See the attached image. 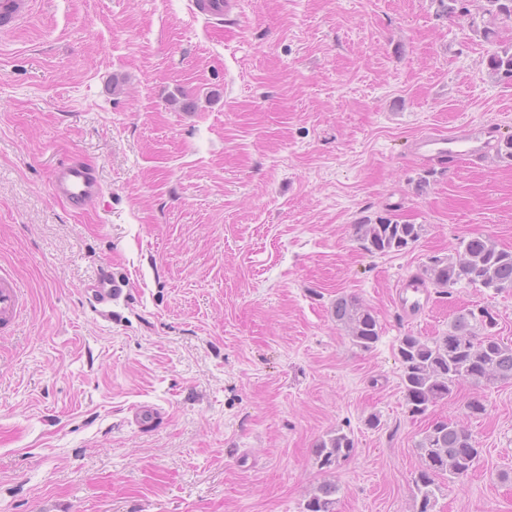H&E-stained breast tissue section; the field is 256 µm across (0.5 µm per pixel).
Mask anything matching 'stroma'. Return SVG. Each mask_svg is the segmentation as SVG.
Returning <instances> with one entry per match:
<instances>
[{
    "label": "stroma",
    "instance_id": "stroma-1",
    "mask_svg": "<svg viewBox=\"0 0 512 512\" xmlns=\"http://www.w3.org/2000/svg\"><path fill=\"white\" fill-rule=\"evenodd\" d=\"M480 15L238 0L210 23L193 0H37L0 35V262L29 290L0 335V512H302L337 429L355 451L331 475L336 512H417L416 444L446 419L481 454L434 512H512V381L413 415L397 356L470 308L512 342V291L435 289L411 317L394 300L461 240L512 251V158L414 148L433 128L512 135V77L487 67L512 23L486 40ZM71 158L103 185L80 213L49 190ZM382 217L420 238L366 253L354 226ZM341 296L376 317L371 350L333 318Z\"/></svg>",
    "mask_w": 512,
    "mask_h": 512
}]
</instances>
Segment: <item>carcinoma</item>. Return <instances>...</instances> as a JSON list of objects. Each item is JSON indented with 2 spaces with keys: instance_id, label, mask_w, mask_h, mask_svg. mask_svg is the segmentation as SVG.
I'll use <instances>...</instances> for the list:
<instances>
[{
  "instance_id": "1",
  "label": "carcinoma",
  "mask_w": 512,
  "mask_h": 512,
  "mask_svg": "<svg viewBox=\"0 0 512 512\" xmlns=\"http://www.w3.org/2000/svg\"><path fill=\"white\" fill-rule=\"evenodd\" d=\"M481 34L495 36L499 20L512 21V0H485ZM488 70L512 76V45L493 52ZM421 225L403 224L396 219H368L355 225L356 240L370 254L400 252L420 237ZM424 276L434 287L452 288L462 282L479 285L497 293L512 290V251L500 249L487 237H471L460 242L455 258L432 256L424 267ZM336 323L347 329L354 346L367 351L378 341L380 327L372 312L354 297L342 296L332 307ZM494 321L485 311L469 310L455 317L448 333L423 340L407 334L399 340L401 383L406 406L413 415L452 396L462 381L490 385L512 380V344H505L490 329ZM421 468L413 479L414 494L419 501L417 512H432L438 478L448 480L467 476L480 451L469 429L457 422L440 420L433 423L418 441ZM354 452V441L336 430L320 439L313 448L316 464L328 473L348 460ZM336 482L325 479L304 503L302 512H336Z\"/></svg>"
}]
</instances>
